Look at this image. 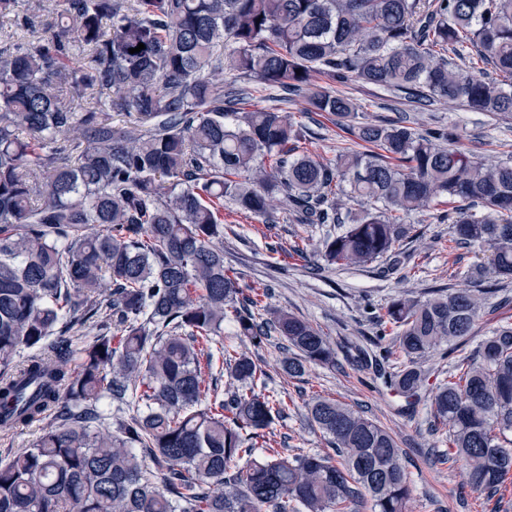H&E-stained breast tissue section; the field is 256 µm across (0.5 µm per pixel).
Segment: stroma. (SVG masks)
Masks as SVG:
<instances>
[{"label":"stroma","mask_w":512,"mask_h":512,"mask_svg":"<svg viewBox=\"0 0 512 512\" xmlns=\"http://www.w3.org/2000/svg\"><path fill=\"white\" fill-rule=\"evenodd\" d=\"M342 91L353 99L358 121L381 115L394 119L403 112L415 118L419 128L445 125L453 129L461 150L492 160L512 155V117L443 104L420 109L387 90L360 83L343 86ZM305 107L304 99L298 97L289 111L293 120L307 128V148L322 158H334L340 147L348 144V134L337 127L332 115H308ZM442 212L437 206L412 215L415 230L398 245L408 262L402 274L389 279L378 277L372 264L339 269L317 257L287 258L270 252L268 245L274 241L306 247L318 243L325 234L320 227L297 223L284 207L278 208L271 224L259 217L225 213L224 262L238 272L242 282L267 284L272 306L308 320L336 348L335 365L315 366L295 378L280 370L282 351L277 342L257 352L267 373L268 389L286 395L288 410L273 431L277 438L285 439L289 453L300 448L328 451L326 438L307 418V403L319 394L364 411L393 433L411 481L410 512H512V479L492 501H485L483 494L472 489L459 464L437 462V454L446 453L448 447L429 433L428 407L421 404L409 412L402 410L401 398L374 385L367 371L350 358L352 348L366 345L374 334L365 312L367 305L382 308L401 293L421 297L434 287H456L458 280L451 277L452 268L464 269L486 261V252L476 247L449 252V225L442 221ZM492 286L491 306L478 322L474 336L457 350V357L469 356L494 327L512 321V279L493 281Z\"/></svg>","instance_id":"1"}]
</instances>
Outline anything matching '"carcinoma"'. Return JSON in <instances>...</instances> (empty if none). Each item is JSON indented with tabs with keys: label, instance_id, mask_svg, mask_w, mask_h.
<instances>
[{
	"label": "carcinoma",
	"instance_id": "cac0c4a2",
	"mask_svg": "<svg viewBox=\"0 0 512 512\" xmlns=\"http://www.w3.org/2000/svg\"><path fill=\"white\" fill-rule=\"evenodd\" d=\"M54 3L51 24L0 49V430L45 423L0 459V512H406L396 439L337 400L308 404L331 452L256 455L287 404L257 390V359L224 348V323L255 348L281 340L290 377L336 364L328 336L224 266V204L271 220L278 200L333 226L320 254L338 268L395 271L409 218L441 204L449 250L491 252L459 288L367 309L390 345L365 365L408 408L429 402V431L495 497L512 477V322L433 384L421 361L472 335L492 290L466 283L512 276V158L405 117L355 124L353 100L317 79L512 114V0ZM6 20L36 27L20 0H0ZM226 74L305 94L363 150L300 149L304 126L249 109Z\"/></svg>",
	"mask_w": 512,
	"mask_h": 512
}]
</instances>
